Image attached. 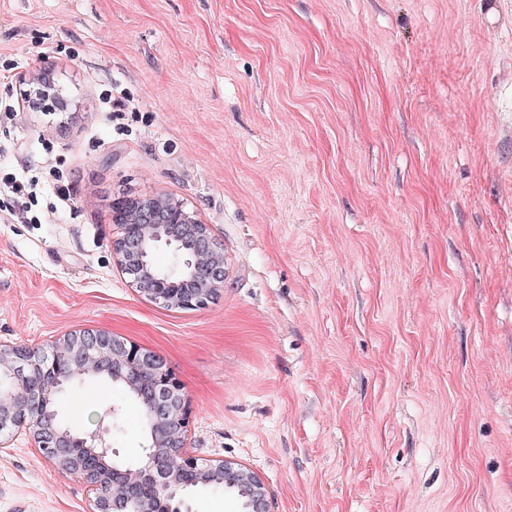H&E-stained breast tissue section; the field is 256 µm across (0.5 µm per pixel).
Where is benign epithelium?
I'll return each instance as SVG.
<instances>
[{"mask_svg": "<svg viewBox=\"0 0 512 512\" xmlns=\"http://www.w3.org/2000/svg\"><path fill=\"white\" fill-rule=\"evenodd\" d=\"M113 223L120 235L112 241L122 271L131 287L143 298L167 307L193 308L218 292L224 284V256L207 225L188 212L183 203L157 196L131 209L126 201L113 205ZM162 245L179 252L189 268L188 287L174 290L164 279L166 272L153 260ZM110 375L137 389L152 420L153 448L144 470L156 498L166 501L169 512L177 490L202 482L216 472L224 473L227 485L240 484L247 489L245 512H269L266 490L259 476L245 465L226 460L207 465L184 451L183 430L188 426V409L183 384L166 368L154 352L104 330L70 334L51 349L34 352L25 348L0 349V374L12 380H27L23 397L0 391V446L2 436L24 424L25 411L32 405L54 401L63 385L74 374ZM38 447L63 472L81 479L94 492L92 512H119L120 500L138 497V470L105 472L100 455L86 451L85 440L60 429L55 420L42 423L33 433ZM181 463L172 469L168 460ZM121 484L119 492L104 498L97 494L102 481Z\"/></svg>", "mask_w": 512, "mask_h": 512, "instance_id": "benign-epithelium-1", "label": "benign epithelium"}]
</instances>
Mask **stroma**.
<instances>
[{
	"mask_svg": "<svg viewBox=\"0 0 512 512\" xmlns=\"http://www.w3.org/2000/svg\"><path fill=\"white\" fill-rule=\"evenodd\" d=\"M1 70L0 100L44 70L68 110L0 124L49 214L0 195V346L155 352L186 452L250 467L269 512H512V0H0ZM159 192L229 258L205 308L112 252L114 202ZM111 404L59 410L92 432ZM93 499L29 429L0 447V512Z\"/></svg>",
	"mask_w": 512,
	"mask_h": 512,
	"instance_id": "1",
	"label": "stroma"
}]
</instances>
